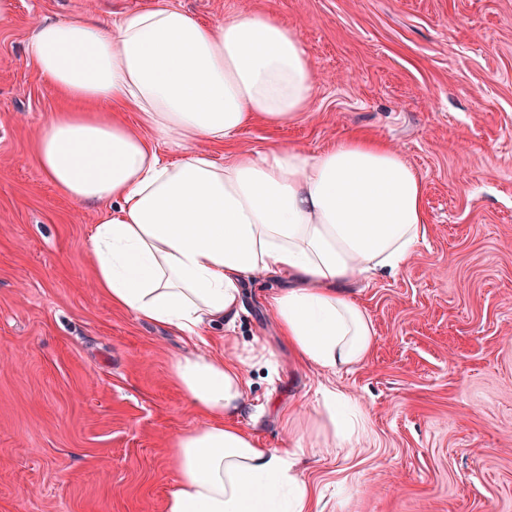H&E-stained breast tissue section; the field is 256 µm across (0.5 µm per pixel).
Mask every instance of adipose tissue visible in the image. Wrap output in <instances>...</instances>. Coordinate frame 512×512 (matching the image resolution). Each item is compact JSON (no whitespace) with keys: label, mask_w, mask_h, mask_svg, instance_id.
Instances as JSON below:
<instances>
[{"label":"adipose tissue","mask_w":512,"mask_h":512,"mask_svg":"<svg viewBox=\"0 0 512 512\" xmlns=\"http://www.w3.org/2000/svg\"><path fill=\"white\" fill-rule=\"evenodd\" d=\"M28 55L51 90L79 103L40 129L44 175L79 204L108 205L89 231L96 283L112 305L200 341L233 322L246 278L283 277L271 298L297 360L333 371L362 364L375 331L344 291L363 274H396L424 244L425 179L401 151L351 134L318 153L278 145L214 159L210 145L253 123L300 117L315 75L299 33L237 11L205 25L173 6L119 22L95 15L43 21ZM138 112L141 128L110 113ZM178 157L162 158L157 141ZM266 350L172 365L204 424L172 439L177 472L163 512H310L300 448H264L236 423L244 367ZM341 393L310 431L350 438Z\"/></svg>","instance_id":"1"}]
</instances>
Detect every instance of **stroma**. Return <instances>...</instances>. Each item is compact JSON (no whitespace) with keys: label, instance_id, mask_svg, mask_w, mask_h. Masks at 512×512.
<instances>
[{"label":"stroma","instance_id":"obj_1","mask_svg":"<svg viewBox=\"0 0 512 512\" xmlns=\"http://www.w3.org/2000/svg\"><path fill=\"white\" fill-rule=\"evenodd\" d=\"M173 5L204 23L248 10L297 28L316 86L297 121L256 123L215 157L360 131L424 176L429 234L393 277L349 286L375 330L366 361L298 363L269 298L247 281L232 325L194 343L115 308L95 286L100 212L39 169L41 126L71 103L26 47L43 20ZM259 343L237 424L266 447L281 415L317 419L327 391L365 432L344 448L303 442L299 475L321 512H512V0H13L0 21V512H162L176 482L170 439L203 419L173 359Z\"/></svg>","mask_w":512,"mask_h":512}]
</instances>
